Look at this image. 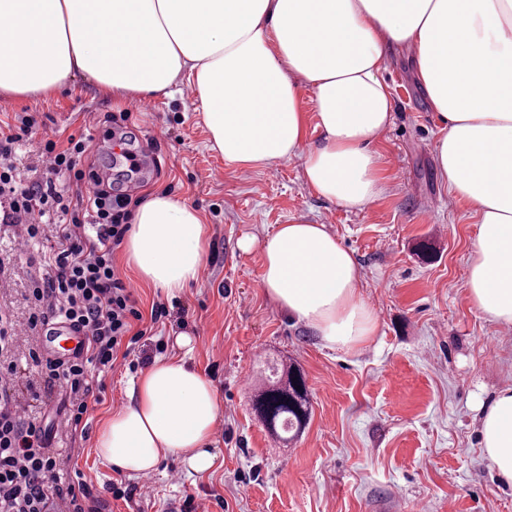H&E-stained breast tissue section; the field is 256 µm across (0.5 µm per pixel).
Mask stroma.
<instances>
[{"mask_svg": "<svg viewBox=\"0 0 512 512\" xmlns=\"http://www.w3.org/2000/svg\"><path fill=\"white\" fill-rule=\"evenodd\" d=\"M382 79L396 103L382 146L384 191L358 211L316 196L301 159L245 169L210 151L188 82L173 97L145 101L112 99L84 77L51 96L0 97L1 120L26 111L38 132L92 135L86 169L109 165L102 145L110 118L127 113L143 158L133 200L153 189L168 192L196 206L211 228L201 278L177 298L162 296L122 256L114 258L143 314L158 304L170 312L145 337L147 357L175 353L176 335L187 333L192 363L220 392L208 472L191 473L171 456L148 476H128L97 457L100 424L127 404L139 376L129 359L117 357L106 393L90 402L78 435L63 396L46 392L28 357L37 338L22 337L13 349L20 373L10 396L52 427L64 479L82 473L101 494L100 512H173L188 497L197 512H512V485L482 454L477 411L512 387V325L487 321L468 300L476 219L438 171L437 118L408 56L394 54ZM292 223L327 225L353 253L359 292L377 317L373 336L357 347L325 348L309 327L283 314L260 287L259 249L238 246L243 237L260 240ZM37 273L12 228L0 223V311L24 321ZM267 359L299 366L311 398V420L288 444L253 409L258 367ZM115 480L146 482L152 491L116 499L104 491Z\"/></svg>", "mask_w": 512, "mask_h": 512, "instance_id": "1", "label": "stroma"}]
</instances>
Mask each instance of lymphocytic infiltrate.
Wrapping results in <instances>:
<instances>
[{
  "instance_id": "obj_1",
  "label": "lymphocytic infiltrate",
  "mask_w": 512,
  "mask_h": 512,
  "mask_svg": "<svg viewBox=\"0 0 512 512\" xmlns=\"http://www.w3.org/2000/svg\"><path fill=\"white\" fill-rule=\"evenodd\" d=\"M35 133L36 120L25 112L15 114L13 122H0V199L8 202L0 222L14 227L22 246L48 245L27 290L31 311L24 327L0 314V354L19 334H41L55 318L82 331L88 338L85 355L61 361L29 352L45 388L66 392L68 421L76 427L89 399L105 390L94 370L111 368L119 349L134 352L147 334L139 326L146 316L113 261L130 229L132 197L104 189L99 175L85 172L81 160L89 140L83 136L45 139V171L21 179L12 160ZM16 374L14 365H0V512H57L61 501L69 512H97L91 487L79 477L62 481L48 449V431L29 420L9 395Z\"/></svg>"
}]
</instances>
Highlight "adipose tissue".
Wrapping results in <instances>:
<instances>
[{"label":"adipose tissue","instance_id":"ef3b65f1","mask_svg":"<svg viewBox=\"0 0 512 512\" xmlns=\"http://www.w3.org/2000/svg\"><path fill=\"white\" fill-rule=\"evenodd\" d=\"M396 49L441 122L435 151L448 188L478 217L469 300L511 325L512 0H0V93L50 94L81 75L116 99L169 97L190 82L226 163L301 158L313 192L349 210L384 190L377 143L395 102L380 75ZM208 243L197 208L156 192L136 210L125 261L175 297L199 281ZM240 247L260 249L264 294L324 347L350 349L375 332L355 258L326 225L282 224ZM220 409L217 388L185 357L156 360L100 427L97 452L127 473L171 454L208 472ZM479 434L512 485V388L482 411Z\"/></svg>","mask_w":512,"mask_h":512}]
</instances>
